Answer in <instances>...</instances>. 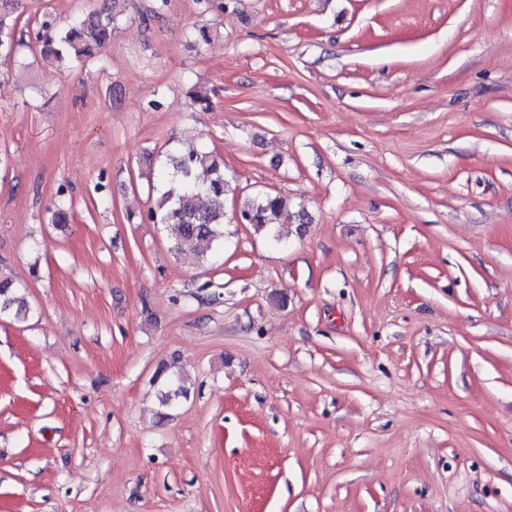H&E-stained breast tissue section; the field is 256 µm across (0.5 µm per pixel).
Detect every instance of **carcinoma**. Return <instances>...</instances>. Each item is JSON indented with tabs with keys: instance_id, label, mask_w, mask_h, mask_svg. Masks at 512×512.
I'll list each match as a JSON object with an SVG mask.
<instances>
[{
	"instance_id": "1",
	"label": "carcinoma",
	"mask_w": 512,
	"mask_h": 512,
	"mask_svg": "<svg viewBox=\"0 0 512 512\" xmlns=\"http://www.w3.org/2000/svg\"><path fill=\"white\" fill-rule=\"evenodd\" d=\"M124 0H104L101 9L73 17L61 27L51 14L33 11L26 0H3L0 3V53L10 54L18 45L16 34L22 24L38 26V38L44 40L48 56L57 62L82 61L94 51L107 45L112 31L123 14ZM189 97L200 111L211 105L208 91L194 85ZM159 184L162 193L148 220L164 227L169 251L194 264L215 257L224 250V196L226 179L224 163L214 152L193 148L160 167ZM208 204L201 206V199ZM307 214L293 212L288 199L270 193L258 194L245 200L239 212V223L251 225L255 231L274 238L280 237L281 226L305 223ZM20 319L28 315L24 298L19 295L18 283L7 273L0 272V314ZM156 379L164 386L160 405L166 410L189 397L187 377L181 371L172 372L167 366L159 368Z\"/></svg>"
}]
</instances>
